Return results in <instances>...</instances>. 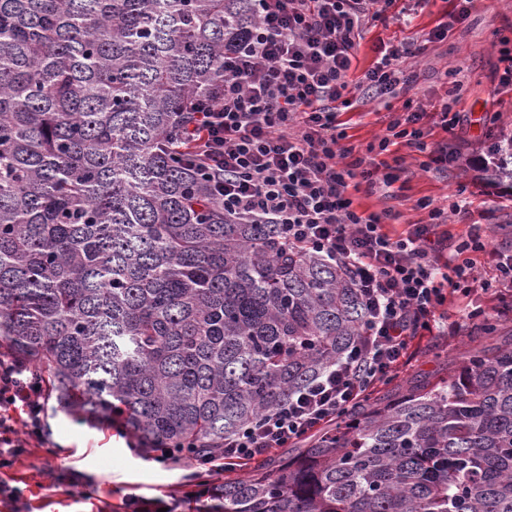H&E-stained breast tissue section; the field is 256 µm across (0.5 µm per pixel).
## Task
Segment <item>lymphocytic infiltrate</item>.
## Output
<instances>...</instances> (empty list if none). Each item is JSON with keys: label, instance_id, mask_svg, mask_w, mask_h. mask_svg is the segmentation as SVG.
Segmentation results:
<instances>
[{"label": "lymphocytic infiltrate", "instance_id": "obj_1", "mask_svg": "<svg viewBox=\"0 0 512 512\" xmlns=\"http://www.w3.org/2000/svg\"><path fill=\"white\" fill-rule=\"evenodd\" d=\"M247 36L224 54V83L200 104L184 131L193 159L208 175L224 211L245 223L274 224L281 246L318 253L350 276L368 314L362 336L318 379L225 439L208 458L222 473L275 454L332 423L392 373L407 365L416 339L439 329L440 309L451 296H499L512 288V249L495 252L497 276L478 270L486 251L479 228L451 244L450 216H466L469 202L450 208L417 199L427 216L397 229L394 207L362 210L357 192L388 190L399 180L405 145L421 156L423 171L461 164L447 142L430 141L432 129L454 133L467 119L461 97L394 118L377 137L378 153L356 155L342 109L409 92V62L417 42L390 46L354 75L355 51L365 29L385 20L398 0H254ZM42 389L12 360L0 359V465L10 466L27 442L19 416L38 425Z\"/></svg>", "mask_w": 512, "mask_h": 512}]
</instances>
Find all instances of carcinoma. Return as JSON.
I'll return each mask as SVG.
<instances>
[{
  "mask_svg": "<svg viewBox=\"0 0 512 512\" xmlns=\"http://www.w3.org/2000/svg\"><path fill=\"white\" fill-rule=\"evenodd\" d=\"M252 0H0V356L194 465L361 335L357 288L236 224L180 143ZM396 376L221 512H512V333Z\"/></svg>",
  "mask_w": 512,
  "mask_h": 512,
  "instance_id": "obj_1",
  "label": "carcinoma"
}]
</instances>
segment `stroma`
Listing matches in <instances>:
<instances>
[{
  "label": "stroma",
  "instance_id": "obj_1",
  "mask_svg": "<svg viewBox=\"0 0 512 512\" xmlns=\"http://www.w3.org/2000/svg\"><path fill=\"white\" fill-rule=\"evenodd\" d=\"M397 7L414 14L413 27L392 18L369 27L358 48V66H370L384 44L415 39L425 44L411 62L417 81L408 96L347 110L352 144L366 150L406 103L428 106L456 83L461 86L460 109L473 119L451 142L462 158L484 152L499 131H512V91L499 83L500 49L503 41L512 42V0H471L467 18L454 22L448 19V0H399ZM446 22L453 25L447 39L429 41V33ZM398 154L403 158L399 200L363 194L359 197L363 208L392 206L402 222H414L421 217L412 208L415 200L428 197L446 207L464 185L472 193L473 213L470 222L451 224L454 236L466 235L475 222L487 225L490 247L512 244V201L506 199L511 185L487 180L484 170L466 166L445 174L425 172L408 148H399ZM482 301V296L474 295L449 304L448 332L442 337L448 357L460 353L468 336L478 335V326L467 313ZM40 402V441L22 449L12 467L0 469V480L22 490L30 512H97L104 501L120 512L129 498H179L192 491L186 465L146 458L121 427L68 417L55 398L44 396Z\"/></svg>",
  "mask_w": 512,
  "mask_h": 512
}]
</instances>
